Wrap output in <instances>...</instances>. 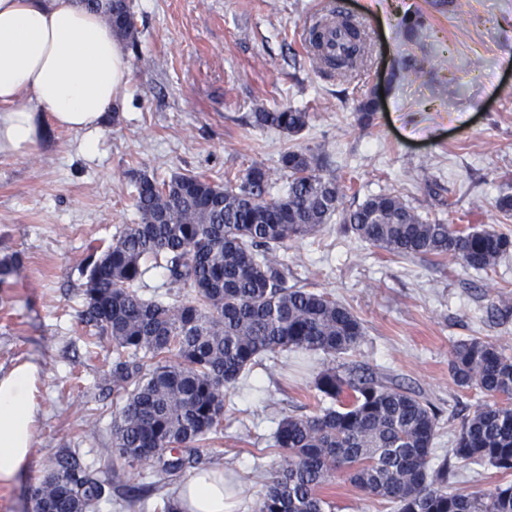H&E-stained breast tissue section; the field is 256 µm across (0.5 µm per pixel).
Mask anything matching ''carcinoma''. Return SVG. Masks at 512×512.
<instances>
[{"label":"carcinoma","instance_id":"obj_1","mask_svg":"<svg viewBox=\"0 0 512 512\" xmlns=\"http://www.w3.org/2000/svg\"><path fill=\"white\" fill-rule=\"evenodd\" d=\"M102 12L115 35L135 44L128 0H82ZM343 58L315 54L320 66L347 76L370 49L348 17ZM256 125L301 132L308 113H254ZM284 192L269 169L253 165L222 185L193 174L162 182L136 178L139 221L85 259L80 318L90 337L112 341V453L130 467L153 462L150 486L198 462L199 443L224 421L226 388L281 352L346 354L362 322L328 294L288 285V242L335 219L359 241L405 258L451 257L485 272L512 252V237L489 227L430 222L400 196L367 197L341 208L344 186L318 154L284 152ZM190 291L169 303L143 291L145 275ZM449 373L462 389L488 398L464 416L453 457L512 472V356L492 340L457 343ZM313 388L329 405L285 415L273 432L281 461L266 481L257 512H330L323 490L336 484L396 505L397 512H512V484L472 491L451 482L452 466L431 465L439 411L415 391L371 374L318 372ZM109 482L73 457L57 461L30 485L32 512H92Z\"/></svg>","mask_w":512,"mask_h":512}]
</instances>
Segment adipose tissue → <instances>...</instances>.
<instances>
[{"label":"adipose tissue","mask_w":512,"mask_h":512,"mask_svg":"<svg viewBox=\"0 0 512 512\" xmlns=\"http://www.w3.org/2000/svg\"><path fill=\"white\" fill-rule=\"evenodd\" d=\"M128 76L111 26L79 0H0V157L31 148L41 114L60 128L100 130ZM40 384L32 362L0 374V486L31 460ZM177 503L186 512H234L220 469L189 475Z\"/></svg>","instance_id":"1"}]
</instances>
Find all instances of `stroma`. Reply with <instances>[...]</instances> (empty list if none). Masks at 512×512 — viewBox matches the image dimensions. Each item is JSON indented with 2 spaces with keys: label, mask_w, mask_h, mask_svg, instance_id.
I'll list each match as a JSON object with an SVG mask.
<instances>
[{
  "label": "stroma",
  "mask_w": 512,
  "mask_h": 512,
  "mask_svg": "<svg viewBox=\"0 0 512 512\" xmlns=\"http://www.w3.org/2000/svg\"><path fill=\"white\" fill-rule=\"evenodd\" d=\"M342 2L371 44L349 80L325 77L299 42L325 0H130V80L93 151L85 133L42 116L28 155L0 157V257L21 260L0 285V371L29 361L43 375L33 462L0 487V512H30V484L70 453L112 483L94 512H168L176 500L173 484L135 497L149 466L113 457L112 344L89 347L78 316L89 247L138 220V175L221 184L254 164L277 170L285 151L301 148L325 154L345 187L343 208L392 193L429 220L512 235V216L495 206L512 194V0ZM408 18L420 21L410 36ZM372 97L373 120L360 125L358 105ZM288 107L307 112L301 132L255 125L254 112ZM288 282L327 292L361 320L360 343L335 365L421 392L440 411L431 462L451 458L460 416L483 396L454 384L450 350L478 336L512 354V318L486 313L492 299H512V255L468 273L447 258L394 256L332 223L289 243ZM299 361L284 352L241 377L227 394L223 433L201 445V467L232 482L235 512H256L279 461L276 420L315 409L324 358L309 356L305 369Z\"/></svg>",
  "instance_id": "1"
}]
</instances>
